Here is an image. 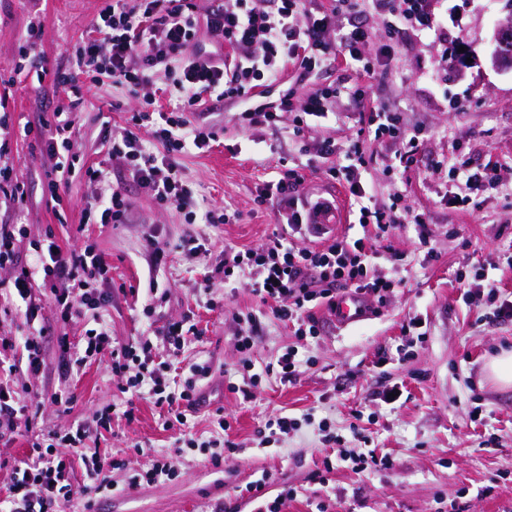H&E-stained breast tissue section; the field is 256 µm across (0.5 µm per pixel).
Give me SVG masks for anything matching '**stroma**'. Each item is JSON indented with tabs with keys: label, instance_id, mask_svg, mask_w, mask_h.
Segmentation results:
<instances>
[{
	"label": "stroma",
	"instance_id": "stroma-1",
	"mask_svg": "<svg viewBox=\"0 0 512 512\" xmlns=\"http://www.w3.org/2000/svg\"><path fill=\"white\" fill-rule=\"evenodd\" d=\"M100 0H0V104L9 116L10 150L5 159L25 184L22 209L0 199V223L23 224L24 265H33L35 246L55 234L60 245H94L111 265L112 304L104 314L114 340L128 342L148 335L145 304L155 303L166 319H194L201 334L189 338L174 362L170 382L179 390L191 363L210 365L214 376L203 384V405L185 424L163 428L161 409L148 399L134 401L133 419L116 417L112 429L88 439L86 453L117 461L114 492L95 496L93 512H257L277 505L279 512H313L326 501L329 512H512V387L496 384L486 363L512 350V317L495 318L485 294L469 293L465 282L486 270L494 279L499 301L512 302V71L492 63L496 29L508 11L506 0H430L437 26L421 31L411 26L389 34L383 11L353 18L337 15V25L353 23L368 31L365 55L373 76L345 63L300 80L294 69L267 87L275 101L291 94L293 111L283 113L277 127H242L237 100H205L202 108L218 113L224 126L219 144L210 150L175 155L174 160L195 187L204 206L238 215L228 224H189L175 208L152 203L144 189L109 161L99 140L103 121L124 126L139 98L120 89L99 86L85 93L78 114L74 150L83 163H108L132 204L125 224L81 225L80 201L87 184H73L63 204L50 198L37 136L21 137L20 126L37 124L65 100L51 81L31 85L16 81L19 48L29 24L41 27L37 52L48 69L65 66L86 36ZM389 45L391 58L381 62L379 49ZM466 62H457L459 52ZM342 82L361 85L364 101L341 94L334 113L310 127L303 138L292 135L305 96L322 86ZM122 109L109 110L112 101ZM401 113L407 136L416 137L414 163L403 166L390 142L359 136L361 118L370 108ZM345 147L358 139L366 159L361 181L373 209L390 204L422 215L426 227L406 224L393 230L390 245L398 258L381 261L379 274L400 277L384 302H371L364 321L342 329L328 307L314 309L320 321L316 337L299 336L293 325L264 310L248 280L216 279L210 292L194 290L206 270L220 262L225 246L255 248L271 235L275 210L255 204L256 190L290 169L304 177L301 195L335 198L340 214L349 209V191L331 176L337 157H319L322 139ZM500 166V190L466 191L451 169H475L488 162ZM472 201L459 206L455 195ZM427 231L429 248L418 235ZM154 234L170 255L160 272H152L145 237ZM198 237L206 256L183 251L186 236ZM166 288L152 299L150 281ZM255 314L252 346L240 351L235 342L239 321ZM43 330L45 368L36 379L16 373L12 388L42 397L38 418L57 433L96 410L124 404L125 383L107 362H92L74 374V401H51L58 388L59 339L77 341L85 323L66 322L46 305L34 325L22 313L0 312V336L22 345L30 327ZM303 361L292 379L266 373V364L288 349ZM249 384L251 398L229 391V384ZM398 386L400 399L386 404L380 394ZM222 409L229 430L212 416ZM296 419L294 429L261 439L269 418ZM328 421L340 436L327 444L319 429ZM359 427L377 454L392 465L355 473L338 462L327 483L316 474L325 456L358 449L352 432ZM237 444L236 452L214 463L206 441ZM168 455L176 471L172 480L126 488L128 477L147 470L155 456ZM265 484L260 499L245 489Z\"/></svg>",
	"mask_w": 512,
	"mask_h": 512
}]
</instances>
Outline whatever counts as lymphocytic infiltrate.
<instances>
[{
	"mask_svg": "<svg viewBox=\"0 0 512 512\" xmlns=\"http://www.w3.org/2000/svg\"><path fill=\"white\" fill-rule=\"evenodd\" d=\"M235 2V8L220 5L202 15L193 0H103L87 37L72 53L67 67L52 72L35 51L40 28H28L21 51L29 61L30 72L37 81L52 80L66 96L65 104L50 118L24 129L25 134L34 133L46 140L51 162L47 189L53 201L62 202L73 182L84 181L93 191L83 201V223L122 224L131 209L108 170L80 165L73 150L72 135L83 104L82 82L96 86L106 83L136 95L152 89L158 75H165L167 91L176 97V106L164 111L153 99H145L126 126L115 130L103 125V142L110 158L122 161L128 174L157 205L184 212L191 224H227L231 216L226 212L197 211L194 192L172 160L178 153L211 148L224 131L219 121L199 111L203 96L239 99L244 105L240 113L244 124L274 128L291 103L286 98L277 103L256 102V82L278 81L289 64L308 75L330 68L340 59L370 72L362 54L369 39L367 31L359 26L337 28L336 5H325L324 0ZM352 5L361 12L385 9L390 16L388 29L393 33L403 25L421 30L435 25L429 0H352ZM202 25L216 43L230 46V54L190 51ZM367 132L378 140H392L400 162H412L417 144L402 137L398 113L371 111ZM148 138L160 144V151L145 146ZM317 151L325 159L343 155V163L333 168L332 176L346 184L355 200V222L362 229L361 235L355 239L329 236L310 224L311 204L298 194L303 178L290 169L267 181L257 196L259 204H278L277 227L266 243L255 249L225 247L219 268L227 277H247L276 319L301 325L305 334L313 337L318 336L319 326L310 304L319 301L335 307L337 287L385 299L395 282L376 273L383 257L379 245L401 224L422 222L420 215L408 211L392 215L365 205L361 170L366 160L358 143L341 151L335 141L325 138ZM20 234L16 225L0 224V269H14L11 288L25 306L26 321L34 322L43 309L42 290L47 287L64 320L94 322L81 343L61 338L60 389L54 393L53 403H71L68 382L73 373L91 360L107 357L113 373L125 375L126 391L136 394L142 385H149L148 395L163 410L165 427L185 423L184 410L196 406L199 383L210 377L211 368L189 365V374L177 393L169 389L168 369L170 358L180 354L185 337L196 335L195 324L186 317L170 319L149 336L131 343H113L102 321L103 311L112 303V292L104 287L111 269L106 255L90 244L65 248L49 241L46 256L39 259L43 275L38 278L21 266ZM32 406V401L8 381L0 380V443L8 444L23 431L32 435V453L25 468L13 469L10 475L7 512H57L70 501L73 488L71 460L55 452L53 441L77 450L94 432L111 427L113 410L107 407L96 411L91 419L74 423L58 437L35 428Z\"/></svg>",
	"mask_w": 512,
	"mask_h": 512,
	"instance_id": "1",
	"label": "lymphocytic infiltrate"
}]
</instances>
